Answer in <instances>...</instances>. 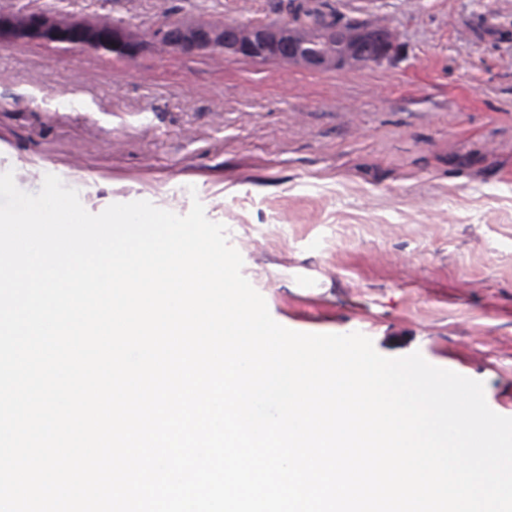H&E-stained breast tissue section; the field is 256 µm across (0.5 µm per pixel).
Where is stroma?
<instances>
[{
  "label": "stroma",
  "mask_w": 512,
  "mask_h": 512,
  "mask_svg": "<svg viewBox=\"0 0 512 512\" xmlns=\"http://www.w3.org/2000/svg\"><path fill=\"white\" fill-rule=\"evenodd\" d=\"M141 33L277 23L276 0H11ZM399 34L315 72L147 48L0 47V173L84 208L200 201L272 318L482 381L512 417V0H331Z\"/></svg>",
  "instance_id": "35a3bbf8"
}]
</instances>
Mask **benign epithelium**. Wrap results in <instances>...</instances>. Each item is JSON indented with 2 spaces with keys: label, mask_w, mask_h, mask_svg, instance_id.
I'll list each match as a JSON object with an SVG mask.
<instances>
[{
  "label": "benign epithelium",
  "mask_w": 512,
  "mask_h": 512,
  "mask_svg": "<svg viewBox=\"0 0 512 512\" xmlns=\"http://www.w3.org/2000/svg\"><path fill=\"white\" fill-rule=\"evenodd\" d=\"M297 0H285L286 19L278 24L227 21L171 22L157 27L155 43L185 55L219 52L259 63H288L313 71L380 64L391 60L398 43L389 29L357 19L338 20L324 5L325 19L302 35ZM83 46L134 59L144 48L142 35L97 18H73L45 12L0 11V46L29 42Z\"/></svg>",
  "instance_id": "benign-epithelium-1"
}]
</instances>
